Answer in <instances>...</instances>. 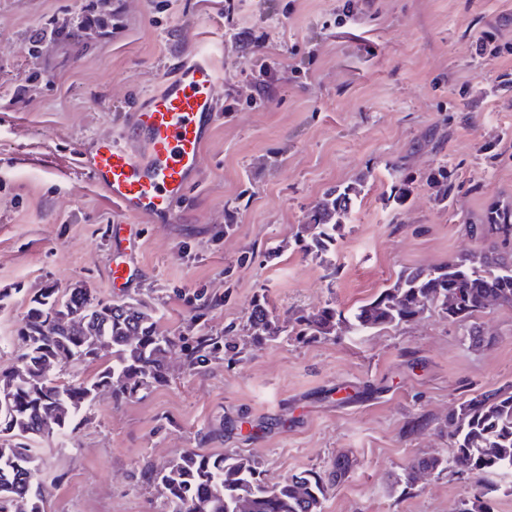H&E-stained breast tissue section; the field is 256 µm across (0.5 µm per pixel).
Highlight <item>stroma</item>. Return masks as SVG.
<instances>
[{
	"label": "stroma",
	"mask_w": 512,
	"mask_h": 512,
	"mask_svg": "<svg viewBox=\"0 0 512 512\" xmlns=\"http://www.w3.org/2000/svg\"><path fill=\"white\" fill-rule=\"evenodd\" d=\"M85 4L0 0V290L12 292L0 307V374L19 365L32 298L80 284L99 301H142L167 336L190 317L174 289L230 291L206 328L220 335L236 323L239 354L201 374L170 354L148 389L117 404L100 388L68 429L31 439L45 512H166L145 472L187 449L250 457L272 481L316 471L327 482L323 512H458L477 490L468 475L449 468L410 488L395 478L418 456L451 455L448 414L460 402L512 385V308L478 317L480 348L469 321L431 310L396 328L263 346L247 319L261 295L280 315L352 309L404 268L482 250L466 222L512 204V90L497 87L512 54L491 59L477 44L490 32L512 45V0H112L98 6L120 11L111 37L89 30L31 53L36 28ZM258 37L277 70L263 90ZM210 45L232 109L205 140L182 218L140 222L115 244L117 210L77 169L74 149L111 137L140 93ZM452 105L468 107L470 121L443 153L416 151ZM406 153L417 175L455 169L453 206L422 182L404 206L393 202V164ZM356 183L363 191L335 247L303 250L300 226L317 201ZM270 246L279 254L268 260ZM114 263L128 272L118 287ZM418 418L426 427L416 432Z\"/></svg>",
	"instance_id": "35a3bbf8"
}]
</instances>
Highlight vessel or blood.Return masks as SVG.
<instances>
[{
  "label": "vessel or blood",
  "mask_w": 512,
  "mask_h": 512,
  "mask_svg": "<svg viewBox=\"0 0 512 512\" xmlns=\"http://www.w3.org/2000/svg\"><path fill=\"white\" fill-rule=\"evenodd\" d=\"M219 84L210 55L180 61L159 90L136 98L116 138L77 149L78 170L120 210L115 238H122L128 220L170 221L202 169V144L221 116Z\"/></svg>",
  "instance_id": "1"
}]
</instances>
